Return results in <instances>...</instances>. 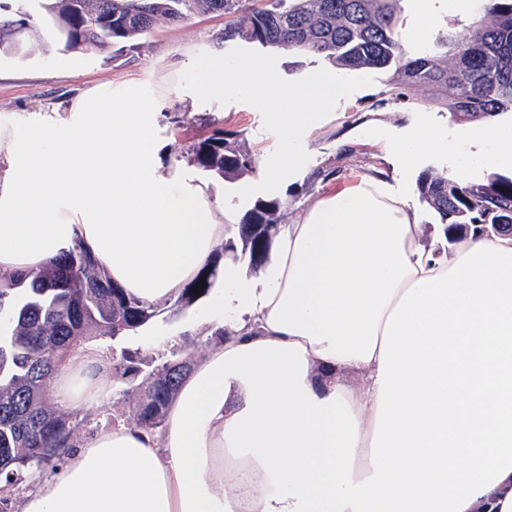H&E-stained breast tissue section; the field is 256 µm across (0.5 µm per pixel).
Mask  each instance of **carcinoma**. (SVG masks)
Returning a JSON list of instances; mask_svg holds the SVG:
<instances>
[{
  "label": "carcinoma",
  "mask_w": 512,
  "mask_h": 512,
  "mask_svg": "<svg viewBox=\"0 0 512 512\" xmlns=\"http://www.w3.org/2000/svg\"><path fill=\"white\" fill-rule=\"evenodd\" d=\"M0 14V50H18L25 22L33 27L25 0ZM404 0H44L42 8L64 49L106 52L142 47L165 26L194 17H224L217 44L253 45L320 58L346 69L392 70L400 92L420 87L456 118L490 121L512 113V0H476L471 25L442 31L411 50L399 39ZM171 156L188 159L222 178L251 172L255 158L240 133L213 124L208 135L175 140ZM422 202L439 223L465 237L473 224L512 223V175L492 174L485 183H460L428 170L419 178ZM288 203L258 202L243 217L237 234L224 239L197 276L174 301L190 306L215 287L224 259H248L261 268L269 239L285 218ZM205 286H199L201 280ZM163 313L112 284L79 245L63 250L37 270L0 271V512H10L9 488L21 468L34 462L58 465L60 450L84 418L52 403L46 383L66 354L89 336L120 340ZM154 366L137 353L122 352L113 365L120 382L137 391L129 424L154 431L178 393L191 365L175 350Z\"/></svg>",
  "instance_id": "1"
}]
</instances>
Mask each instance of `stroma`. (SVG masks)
<instances>
[{
	"instance_id": "35a3bbf8",
	"label": "stroma",
	"mask_w": 512,
	"mask_h": 512,
	"mask_svg": "<svg viewBox=\"0 0 512 512\" xmlns=\"http://www.w3.org/2000/svg\"><path fill=\"white\" fill-rule=\"evenodd\" d=\"M224 27L223 18L195 17L178 26H168L149 36L145 48L117 54L95 51H62L43 24L25 33L26 49L20 53L0 54V113L9 112L17 119H25L29 112L50 109L62 104L84 89L110 81L135 80L153 86L167 84L161 108L163 112L186 113L189 134H197L201 123L216 118L223 120L225 129L241 132L247 148L255 158L273 152L276 136L263 127L261 113L254 108L225 112L222 105L201 103L183 93L180 77L194 57L202 52L217 53L215 35ZM391 72H374L372 85L353 92L344 106L331 113L313 129L305 141L309 159L304 171L292 181L283 182L277 191L279 200L288 204V220H296L299 213L324 192L354 181L359 175L382 167L378 143L367 137L376 127L387 134L402 136L417 121L434 124L447 130L455 152L454 157L443 153L419 156L405 172L395 173L396 182L407 183L413 192L412 204L418 211L422 226L435 223V215L422 202L417 192L420 175L429 169L457 176L459 171L469 173V179L480 182L492 174L486 161V148L477 142L483 124L452 118L447 109L431 98L427 89L413 91L409 98L398 99L387 92ZM158 158L170 170L181 169L193 176H204L217 194H230V203L242 207L237 191L260 182V171H253L234 179L212 174L202 175L200 169L188 161H174L170 157L174 133L168 122H161L157 131ZM328 172V179L316 178V171ZM205 307L197 301L190 307L167 306L164 313L146 330L153 335L151 344H140L136 337L120 341L97 336V344L108 364H115L122 350L139 352L144 360L178 345L182 355L199 358L219 344L208 326L197 320ZM137 400L136 392L118 394L107 405L82 410L85 422L78 431L77 441H85L96 432L125 424Z\"/></svg>"
}]
</instances>
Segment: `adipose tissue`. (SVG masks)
Listing matches in <instances>:
<instances>
[{"instance_id":"ef3b65f1","label":"adipose tissue","mask_w":512,"mask_h":512,"mask_svg":"<svg viewBox=\"0 0 512 512\" xmlns=\"http://www.w3.org/2000/svg\"><path fill=\"white\" fill-rule=\"evenodd\" d=\"M422 39L439 10L411 0ZM159 95L101 84L66 114H0V269L81 245L128 294L177 296L243 217L156 159ZM410 165L448 136L416 122L382 143ZM407 193L360 175L273 236L259 277L225 260L197 362L161 432L121 425L61 451L21 512H512V236L419 240ZM57 402H107L81 345Z\"/></svg>"}]
</instances>
